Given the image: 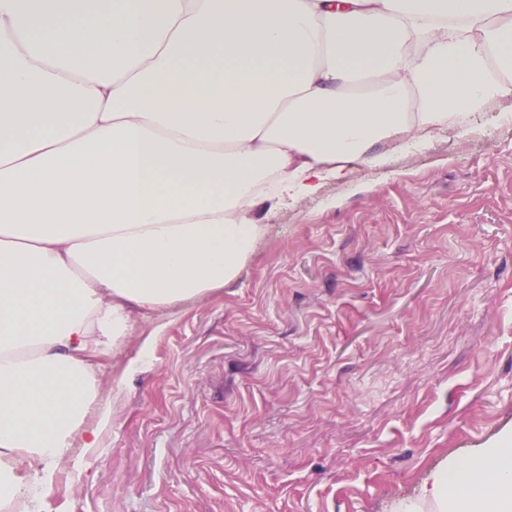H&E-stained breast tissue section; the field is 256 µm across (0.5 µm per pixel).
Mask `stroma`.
<instances>
[{
	"label": "stroma",
	"mask_w": 512,
	"mask_h": 512,
	"mask_svg": "<svg viewBox=\"0 0 512 512\" xmlns=\"http://www.w3.org/2000/svg\"><path fill=\"white\" fill-rule=\"evenodd\" d=\"M255 217L237 280L105 358L43 512H388L512 429V100Z\"/></svg>",
	"instance_id": "1"
}]
</instances>
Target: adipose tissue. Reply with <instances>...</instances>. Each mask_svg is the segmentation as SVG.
Masks as SVG:
<instances>
[{
  "instance_id": "adipose-tissue-1",
  "label": "adipose tissue",
  "mask_w": 512,
  "mask_h": 512,
  "mask_svg": "<svg viewBox=\"0 0 512 512\" xmlns=\"http://www.w3.org/2000/svg\"><path fill=\"white\" fill-rule=\"evenodd\" d=\"M503 100L512 0H0V512L101 448L100 357L236 280L256 206ZM426 505L512 512V430L390 512Z\"/></svg>"
}]
</instances>
